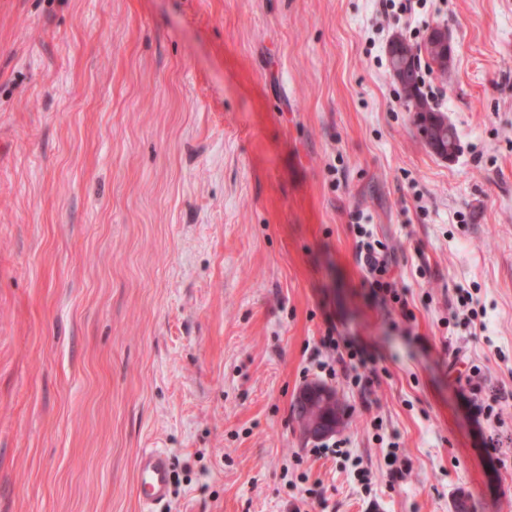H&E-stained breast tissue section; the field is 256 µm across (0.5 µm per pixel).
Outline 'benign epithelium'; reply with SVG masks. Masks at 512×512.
Segmentation results:
<instances>
[{
  "label": "benign epithelium",
  "instance_id": "7a95c632",
  "mask_svg": "<svg viewBox=\"0 0 512 512\" xmlns=\"http://www.w3.org/2000/svg\"><path fill=\"white\" fill-rule=\"evenodd\" d=\"M434 44L444 57H452V46L448 42L447 30L436 26L428 29L424 45ZM388 60L396 61L391 69L395 81L406 84L410 80V69L405 43L399 38H390L387 45ZM421 124L419 133L425 144L437 156L450 159L454 155L453 147L448 144L444 130L449 123L440 113L431 114L424 118H416ZM294 404L296 420L303 435L312 440L321 441L336 433L341 426L344 413L336 391L320 382H311L302 386L296 393Z\"/></svg>",
  "mask_w": 512,
  "mask_h": 512
}]
</instances>
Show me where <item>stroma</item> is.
<instances>
[{"label": "stroma", "mask_w": 512, "mask_h": 512, "mask_svg": "<svg viewBox=\"0 0 512 512\" xmlns=\"http://www.w3.org/2000/svg\"><path fill=\"white\" fill-rule=\"evenodd\" d=\"M433 25L449 160L387 63ZM331 325L372 384L319 372ZM325 380L343 456L292 415ZM151 448L163 512H512V0H0V512H142ZM358 220L355 224L357 229V257L360 265L365 272L361 286L369 288L372 295L380 297L383 301H388V297L394 303H398L404 312L407 308V300L399 294L389 280V261L388 254L385 251L384 244L374 238V233L366 226L360 224L361 217L356 216ZM172 460L163 450H146L136 465V492L138 499L152 509L164 503L171 490Z\"/></svg>", "instance_id": "stroma-1"}]
</instances>
